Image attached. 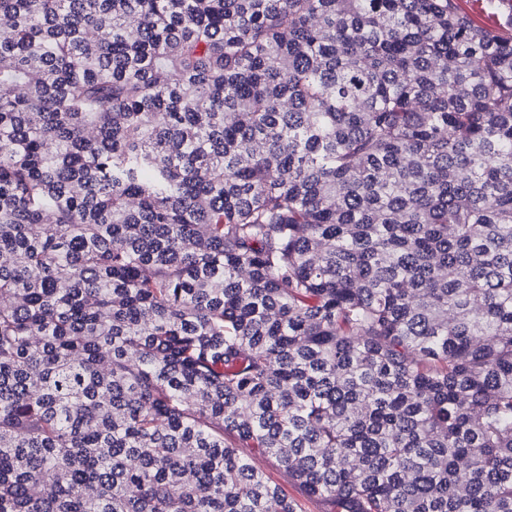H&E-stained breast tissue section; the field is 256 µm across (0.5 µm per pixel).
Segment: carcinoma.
I'll return each instance as SVG.
<instances>
[{
    "mask_svg": "<svg viewBox=\"0 0 512 512\" xmlns=\"http://www.w3.org/2000/svg\"><path fill=\"white\" fill-rule=\"evenodd\" d=\"M0 0V512H512V8ZM457 1V5L459 0ZM484 0H460L459 7L471 20L481 28L497 31L501 28V20L498 12L489 11ZM255 464L274 483L279 484L288 496L297 500L302 512H327L331 506L323 500L309 497L288 479L279 463L271 457L257 456Z\"/></svg>",
    "mask_w": 512,
    "mask_h": 512,
    "instance_id": "cac0c4a2",
    "label": "carcinoma"
}]
</instances>
